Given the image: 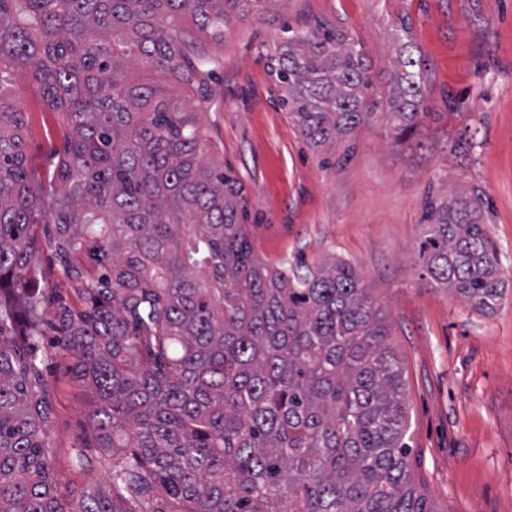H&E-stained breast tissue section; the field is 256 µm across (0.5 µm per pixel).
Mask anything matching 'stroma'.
<instances>
[{"mask_svg":"<svg viewBox=\"0 0 512 512\" xmlns=\"http://www.w3.org/2000/svg\"><path fill=\"white\" fill-rule=\"evenodd\" d=\"M312 20L362 48L375 97H388L400 45L411 44L425 64L417 135L396 141L380 112L335 146L306 143L280 104L271 58L287 27ZM180 26L209 57L207 156L244 187L256 255L277 267L336 258L358 268L403 359L417 484L440 512H512V289L476 312L419 257L426 197L475 184L490 198L489 229L512 281V0H276L219 42L191 17ZM21 98L33 109L30 91ZM470 126L478 146L463 157L453 146ZM59 138L54 114L33 109L26 151L37 172L51 170ZM75 365L74 353L52 350L41 374L54 407L53 478L77 492L106 480Z\"/></svg>","mask_w":512,"mask_h":512,"instance_id":"35a3bbf8","label":"stroma"}]
</instances>
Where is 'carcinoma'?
Instances as JSON below:
<instances>
[{
    "label": "carcinoma",
    "mask_w": 512,
    "mask_h": 512,
    "mask_svg": "<svg viewBox=\"0 0 512 512\" xmlns=\"http://www.w3.org/2000/svg\"><path fill=\"white\" fill-rule=\"evenodd\" d=\"M265 0H0V512H439L415 484L402 358L349 263L264 265L239 181L203 161L209 133L139 65L198 88L208 57L177 28H224ZM401 44L386 102L341 30L288 29L281 105L312 147L385 106L398 140L424 124L422 61ZM24 75L62 132L29 165ZM472 185L427 197L425 272L481 313L508 281ZM74 303L38 292L40 245ZM76 356L107 489L57 487L54 408L37 366L42 306ZM17 332L5 336L7 323Z\"/></svg>",
    "instance_id": "cac0c4a2"
}]
</instances>
